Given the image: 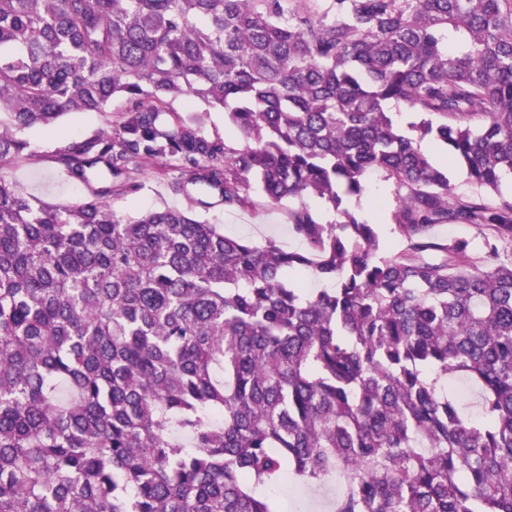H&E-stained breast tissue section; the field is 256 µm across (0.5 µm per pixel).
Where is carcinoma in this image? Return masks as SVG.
<instances>
[{
    "mask_svg": "<svg viewBox=\"0 0 512 512\" xmlns=\"http://www.w3.org/2000/svg\"><path fill=\"white\" fill-rule=\"evenodd\" d=\"M115 98L57 152L94 198L0 176V512H277L261 492L336 474L332 512H512V0H0V160ZM218 107L239 146L203 135ZM143 160L204 208L299 202L304 248L118 215ZM372 173L397 250L361 214ZM454 223L487 252L433 234Z\"/></svg>",
    "mask_w": 512,
    "mask_h": 512,
    "instance_id": "cac0c4a2",
    "label": "carcinoma"
}]
</instances>
